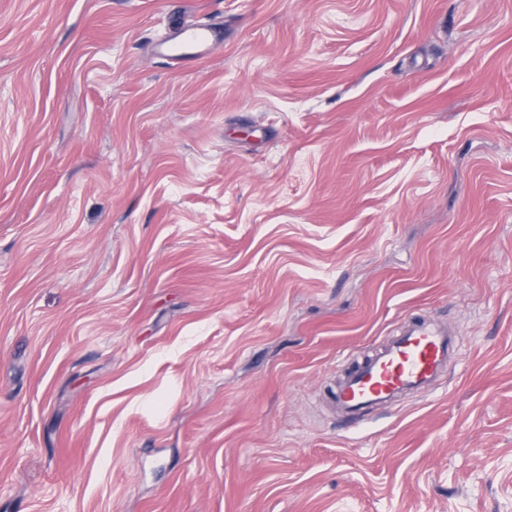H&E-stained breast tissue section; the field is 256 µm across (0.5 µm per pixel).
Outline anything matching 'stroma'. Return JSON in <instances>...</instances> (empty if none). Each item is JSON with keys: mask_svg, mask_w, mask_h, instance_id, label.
Returning <instances> with one entry per match:
<instances>
[{"mask_svg": "<svg viewBox=\"0 0 512 512\" xmlns=\"http://www.w3.org/2000/svg\"><path fill=\"white\" fill-rule=\"evenodd\" d=\"M0 512H512V0H0ZM185 45L196 47V52L193 53L194 57L200 58L207 47L213 41L217 40L222 35V28L220 26H210L205 28L189 27L182 32ZM457 352L456 338L446 326L423 318L408 320L376 353L345 369L330 402L344 421L360 423L373 409L405 394L436 390Z\"/></svg>", "mask_w": 512, "mask_h": 512, "instance_id": "obj_1", "label": "stroma"}]
</instances>
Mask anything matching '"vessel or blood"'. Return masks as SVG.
I'll list each match as a JSON object with an SVG mask.
<instances>
[{
	"mask_svg": "<svg viewBox=\"0 0 512 512\" xmlns=\"http://www.w3.org/2000/svg\"><path fill=\"white\" fill-rule=\"evenodd\" d=\"M221 34L218 26L190 27L183 32V42L201 54ZM457 352L449 328L423 318L408 320L376 353L345 369L330 392V402L346 422L360 423L373 409L404 395L436 390Z\"/></svg>",
	"mask_w": 512,
	"mask_h": 512,
	"instance_id": "1",
	"label": "vessel or blood"
}]
</instances>
